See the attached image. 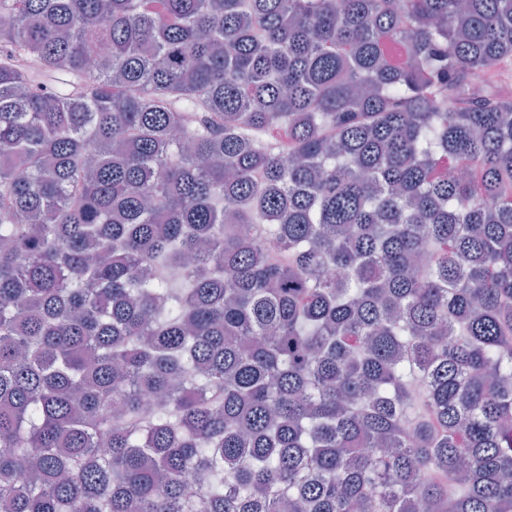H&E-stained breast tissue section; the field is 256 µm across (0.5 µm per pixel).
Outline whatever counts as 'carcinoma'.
I'll return each mask as SVG.
<instances>
[{
    "instance_id": "1",
    "label": "carcinoma",
    "mask_w": 512,
    "mask_h": 512,
    "mask_svg": "<svg viewBox=\"0 0 512 512\" xmlns=\"http://www.w3.org/2000/svg\"><path fill=\"white\" fill-rule=\"evenodd\" d=\"M511 83L512 0H0V512H512Z\"/></svg>"
}]
</instances>
